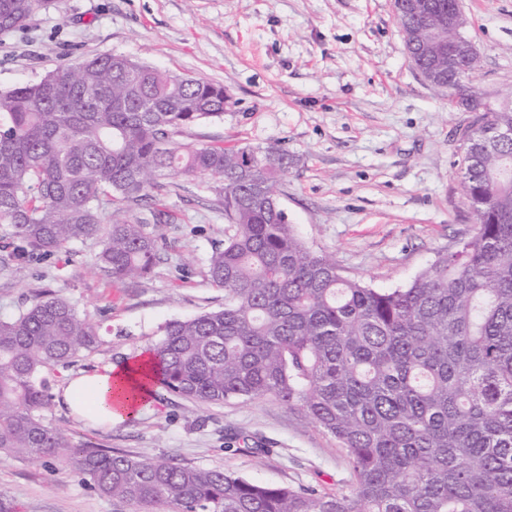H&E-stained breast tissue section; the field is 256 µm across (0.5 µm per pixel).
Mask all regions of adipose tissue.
Here are the masks:
<instances>
[{
    "mask_svg": "<svg viewBox=\"0 0 512 512\" xmlns=\"http://www.w3.org/2000/svg\"><path fill=\"white\" fill-rule=\"evenodd\" d=\"M148 354L142 353L135 361L111 366L104 372L72 379L63 398L81 417L103 426L126 421L140 412L138 402H124L113 389L114 380H134L139 366L147 364Z\"/></svg>",
    "mask_w": 512,
    "mask_h": 512,
    "instance_id": "adipose-tissue-1",
    "label": "adipose tissue"
}]
</instances>
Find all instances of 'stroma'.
Listing matches in <instances>:
<instances>
[{
  "label": "stroma",
  "mask_w": 512,
  "mask_h": 512,
  "mask_svg": "<svg viewBox=\"0 0 512 512\" xmlns=\"http://www.w3.org/2000/svg\"><path fill=\"white\" fill-rule=\"evenodd\" d=\"M460 2L480 56L467 85L500 106L512 97V0ZM99 53L223 84V119L186 128L183 141L287 153L279 197L288 222L348 278L406 285L474 233L459 165L472 115L449 108L414 68L392 0H52L24 31L0 36V89ZM146 204L173 221L145 278L113 280L93 240L0 267V316L56 294L99 326L93 352L47 376L53 424L74 442L123 454L328 494L348 490L350 468L335 438L270 398L203 405L162 390L134 420L109 428L70 415L60 400L70 376L135 359L170 320L224 304L223 289L207 277L225 225L209 180L163 178ZM238 433L261 441L264 453L230 450ZM0 501L12 512H128L58 461L1 455Z\"/></svg>",
  "instance_id": "stroma-1"
}]
</instances>
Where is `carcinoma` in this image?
I'll return each mask as SVG.
<instances>
[{
  "label": "carcinoma",
  "instance_id": "cac0c4a2",
  "mask_svg": "<svg viewBox=\"0 0 512 512\" xmlns=\"http://www.w3.org/2000/svg\"><path fill=\"white\" fill-rule=\"evenodd\" d=\"M49 0H0V35ZM418 68L448 107L479 63L448 68V0H393ZM224 86L96 54L0 90V226L17 258L101 244L116 280L150 274L163 213L131 212L170 175L204 176L222 198L210 282L224 308L171 320L142 378L202 404L271 398L346 451L349 492L253 482L221 469L75 443L48 418L42 375L99 343L60 295L0 317V455L59 461L133 512H512V105H481L466 128L462 190L474 235L398 288L342 275L270 198L288 169L275 147L177 140L224 117Z\"/></svg>",
  "mask_w": 512,
  "mask_h": 512
}]
</instances>
